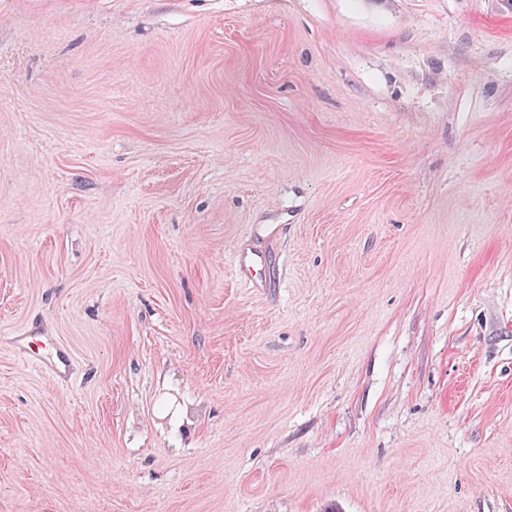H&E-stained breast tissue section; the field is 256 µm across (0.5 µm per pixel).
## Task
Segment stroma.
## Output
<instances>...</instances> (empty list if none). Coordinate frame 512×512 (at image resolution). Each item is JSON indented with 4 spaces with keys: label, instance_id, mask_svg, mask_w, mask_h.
Instances as JSON below:
<instances>
[{
    "label": "stroma",
    "instance_id": "35a3bbf8",
    "mask_svg": "<svg viewBox=\"0 0 512 512\" xmlns=\"http://www.w3.org/2000/svg\"><path fill=\"white\" fill-rule=\"evenodd\" d=\"M0 512H512V10L0 0ZM13 344L27 362L49 371L57 379L66 380L71 376L73 360L70 353L47 331L42 329L15 336Z\"/></svg>",
    "mask_w": 512,
    "mask_h": 512
}]
</instances>
